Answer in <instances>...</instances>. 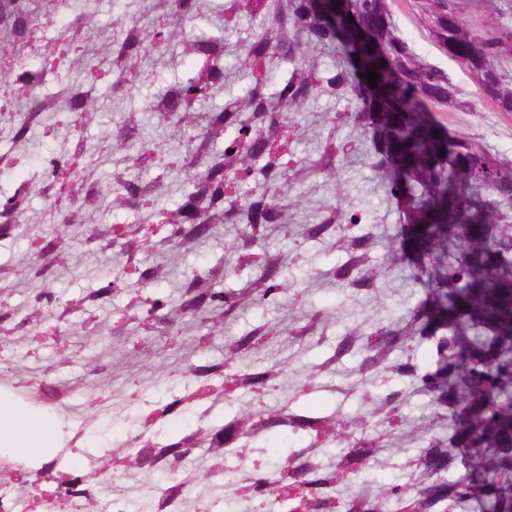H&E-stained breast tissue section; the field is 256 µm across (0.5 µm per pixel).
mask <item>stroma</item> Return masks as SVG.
<instances>
[{
  "instance_id": "1",
  "label": "stroma",
  "mask_w": 512,
  "mask_h": 512,
  "mask_svg": "<svg viewBox=\"0 0 512 512\" xmlns=\"http://www.w3.org/2000/svg\"><path fill=\"white\" fill-rule=\"evenodd\" d=\"M420 3L421 0H389L399 36L420 61L445 72L463 94L464 106L437 108V120L451 133L474 140L497 160L512 166V112L501 111L483 92L474 74L434 40L431 19ZM453 4L459 20L479 32L503 35L512 31V0H453ZM96 48V68L65 66L54 81L82 83L101 98V112L83 120L78 134L90 147L103 149L109 160L100 165H77L76 178L110 198L114 195L113 161L133 153L131 144L120 136V127L149 121V114L142 110L143 101L193 70L195 61L182 54L177 41L149 44L143 80L118 89L110 75L111 45L100 39ZM347 109L346 101L321 97L294 113L293 119L303 132L298 155L304 158L314 152L321 138L324 113ZM340 134L354 143L353 151L344 161L347 201L352 209L362 211L361 225L372 236L370 257L377 271L374 289L358 291L327 280L326 272L343 263L344 252L321 241L289 234L287 227L282 226L268 236L264 249L278 255L286 265L304 266L309 278L288 283L274 302L238 309L232 322L214 317V329L203 344L194 341V331L189 327L175 337L127 338L113 335L112 324L125 313L132 295L151 299L176 295L186 276L195 270L203 272L223 265L222 285L226 288H240L254 279L256 270L238 263L241 240L236 225H220L214 239L192 248L168 242L166 226L155 225L151 241L129 264L116 251H101L86 243L82 226L61 221L55 217L53 205L35 198L13 237L0 240V304L28 317L30 324L26 331L0 333V389L7 391L8 403L18 411L41 413L40 405L15 394L34 372L83 384L96 395L109 393L121 399L137 386L149 398L169 402L181 396L183 375L189 366L223 360L225 341L262 326L270 329L271 336L253 366L260 370L279 365L283 371L280 384L261 395L217 406L209 417L210 423L220 424L236 415L284 404L300 414L334 413L345 418L361 413L368 433L381 436L386 444L385 462L373 471L374 480L380 484L407 481L403 463L426 445L431 436L443 433L428 396L419 390L416 380L388 379L377 371H363L357 354L343 357L333 373L315 379L310 376L312 365L332 354L343 326H369L390 311L407 312L424 293L413 265H388V252L398 241L405 219L400 207L387 200L364 163L371 147L368 135L351 121L343 123ZM333 190V181L321 175L295 185L288 193L293 202L289 210L291 221L315 218L329 202ZM55 236L64 237V245L48 260L37 259L36 239ZM164 260L174 266L167 279L141 283L136 269ZM109 268L122 276L121 293L77 307L83 293L100 287L102 274ZM48 284L55 288L62 304L73 307L62 335H52V319L32 309L35 294ZM312 311L334 317V325L325 336L314 335L304 342H295L291 334L293 317ZM391 391L398 392L401 409L407 416L405 425L396 430L385 427L378 416L372 415L369 403L370 398Z\"/></svg>"
}]
</instances>
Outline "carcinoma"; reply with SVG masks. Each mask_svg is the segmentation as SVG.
Wrapping results in <instances>:
<instances>
[{"instance_id":"cac0c4a2","label":"carcinoma","mask_w":512,"mask_h":512,"mask_svg":"<svg viewBox=\"0 0 512 512\" xmlns=\"http://www.w3.org/2000/svg\"><path fill=\"white\" fill-rule=\"evenodd\" d=\"M91 2L67 0L72 20L58 32L57 53L25 70L0 66V84L33 107L17 127L13 143L25 140L34 114L54 106L53 94L43 93V86L47 75L64 64L65 54L77 51L90 60L87 47L96 30ZM161 4L184 18L202 15L201 0H161ZM213 9L222 19L220 34L195 26L180 40L182 53L194 58L197 66L177 82L179 98L167 112L156 110L157 102L167 96L165 91L144 103V110L161 125L177 124L187 112H201L206 129L187 140L176 169L144 144L146 136L140 128H126L124 138L140 148L113 164L112 182L118 193L110 207L144 210L143 225L132 233L123 226L117 236L93 233L89 239L103 250L118 248V254L130 262L142 248L145 225L157 217L185 243L207 240L216 225L233 221L243 225L241 258L257 267L259 276L236 290L215 287L216 280L223 278L219 266L203 275L195 273L174 303L130 301L129 314L113 323L112 332L163 336L179 333L190 321L204 340L210 335L213 313L230 314L245 301L263 304L276 297L283 289L281 265L250 247L287 223L285 186L310 175L336 174L337 162L350 150L338 129L351 117L372 133L367 167L380 179L388 199L405 208L401 244L390 250V264L406 261L417 266L426 291L402 316L378 321L366 331L348 328L334 354L316 365V373L328 371L336 358L349 353L364 354L362 367L378 368L392 350L413 341L416 334L430 336L435 339L434 367L418 376V383L434 406L453 411L448 437L430 439L414 458L416 481L373 487L359 480V474L379 462L384 444L379 436L364 432L362 421L300 416L286 407L256 411L195 432L196 448L209 457L201 480L212 479V472L224 468L226 448L279 427L290 433L303 431L309 442L265 467L250 490L259 503L277 492L294 512H312L310 497L292 494L303 482L323 492L321 512H429L442 502L446 512H469L475 507L478 512H512V167L474 141L449 135L433 118L430 107L460 104L461 91L444 73L416 61L411 47L396 34L388 0H214ZM244 18L251 21L245 32L240 28ZM46 21L43 0H0V36L26 44ZM229 34L246 44L241 68L247 86L244 95H227L219 106L214 98L227 81L221 61L229 51ZM151 35L163 37L158 15L149 27L120 19L113 24L112 65L126 82L141 78L144 42ZM433 36L474 73L503 111L512 112L508 86L512 77L489 64L502 52L501 37L462 29L451 10L435 16ZM335 43L344 51L342 63L328 71L310 64L308 47ZM279 63L291 70L271 89L270 73ZM370 69L378 75L375 88L364 77ZM58 94L75 118L101 111L99 97L79 86H63ZM321 96L347 100L353 109L323 116L325 135L318 156L302 161L295 158L293 148L295 124L285 122V115ZM229 128L235 131L232 140L216 150ZM86 155L87 145L74 140L69 153L51 158L46 168L34 170L0 198V239L12 235L34 198L70 200L61 186L74 178L73 166ZM480 168L491 175L479 179ZM181 169L192 174L191 189H179L173 206L154 211L158 199L172 194L171 180ZM79 199L86 212L104 202L95 189ZM345 203V191L339 188L316 223L300 225L301 235L328 237L347 254V261L332 270L333 279L349 288L370 287L368 237L359 233ZM104 277L106 284L89 300L121 291L120 276L108 270ZM328 321L320 313L308 315L305 325L296 329L295 340L324 332ZM267 336L257 330L230 341L224 345V360L258 355ZM189 375L206 382L214 375L224 377V384L214 388L215 398L229 400L267 387L280 370L273 365L260 372L245 368L232 372L225 364L214 363L195 365ZM397 398L391 392L374 408L391 429L404 422ZM341 438L351 448L346 467L319 464L308 455L311 448L325 452L336 447ZM189 452L183 435L157 448L131 449L129 455L136 464L146 463L143 471L164 474L169 458ZM462 452L471 474L455 482L440 481L441 472L456 465Z\"/></svg>"}]
</instances>
